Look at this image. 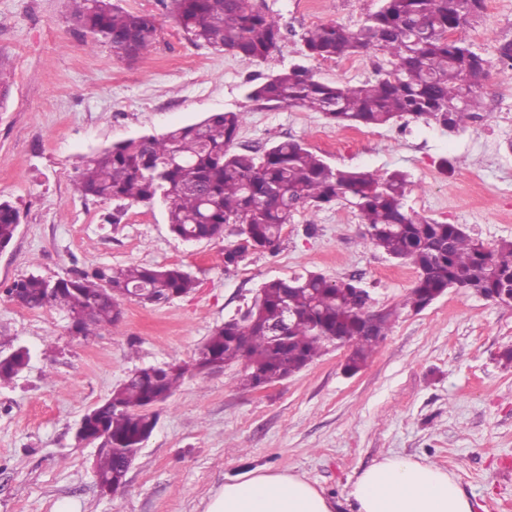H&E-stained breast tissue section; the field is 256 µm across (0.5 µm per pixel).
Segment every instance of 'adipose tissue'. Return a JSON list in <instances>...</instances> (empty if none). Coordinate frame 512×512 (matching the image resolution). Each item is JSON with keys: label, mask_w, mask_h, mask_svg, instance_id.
Masks as SVG:
<instances>
[{"label": "adipose tissue", "mask_w": 512, "mask_h": 512, "mask_svg": "<svg viewBox=\"0 0 512 512\" xmlns=\"http://www.w3.org/2000/svg\"><path fill=\"white\" fill-rule=\"evenodd\" d=\"M354 512H473L448 471L419 460L387 456L357 476ZM207 512H335L307 480L293 474L250 473L225 483Z\"/></svg>", "instance_id": "ef3b65f1"}]
</instances>
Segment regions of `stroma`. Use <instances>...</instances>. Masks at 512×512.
Returning a JSON list of instances; mask_svg holds the SVG:
<instances>
[{
	"label": "stroma",
	"instance_id": "stroma-1",
	"mask_svg": "<svg viewBox=\"0 0 512 512\" xmlns=\"http://www.w3.org/2000/svg\"><path fill=\"white\" fill-rule=\"evenodd\" d=\"M256 0L280 23V47L264 61L198 47L176 26L164 0H120L152 14L158 38L127 61L87 45L66 0H0V59L11 93L0 109V199L17 202L21 221L0 250V351L31 353L28 367L0 384V512H206L225 481L253 471L301 476L345 501L359 473L397 455L452 473L474 512H512V307L458 289L420 312L403 311L356 374L348 348L263 389L245 386L239 362L186 377L159 409L158 424L123 487L102 493L81 444L82 417L135 369L191 362L211 332L243 312L271 279L314 271L360 279L375 308L399 306L417 278L407 261L364 240L345 202L296 212L276 250L251 251L225 266L235 226L208 242L170 233L163 206L125 208L73 188L90 152L160 134L216 112L240 113L234 151L295 139L334 168L401 171L406 209L457 224L485 245L512 240V0H485L476 23L458 33L487 62L478 94L485 125L448 134L412 118L385 127L342 128L320 113L249 99L250 84L293 66L314 78L358 85L389 70L388 55L306 56L304 30L320 23L360 27L379 0ZM178 265L195 288L154 305L121 300L108 332L72 337L68 315L31 310L4 294L29 274L55 280L102 265Z\"/></svg>",
	"mask_w": 512,
	"mask_h": 512
}]
</instances>
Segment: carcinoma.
I'll return each instance as SVG.
<instances>
[{
	"mask_svg": "<svg viewBox=\"0 0 512 512\" xmlns=\"http://www.w3.org/2000/svg\"><path fill=\"white\" fill-rule=\"evenodd\" d=\"M72 21L119 57L134 59L152 49L158 26L150 14L131 13L115 0H68ZM484 0H380L355 31L336 23L317 24L302 34L312 57L342 59L384 52L392 70L361 85L319 81L294 66L252 87L256 101L321 113L341 127L388 125L405 115L431 121L454 134L477 117V94L461 100L464 86L485 72L486 60L453 34L471 25ZM170 12L188 40L198 46L257 61L279 48L281 28L253 0H170ZM240 114L220 112L159 135L130 139L83 157L75 189L85 198L115 204L105 223L115 224L125 207L165 204L170 231L187 241H211L233 224L245 246L227 249L225 266H236L250 250H275L283 226L298 209H322L338 200L365 225V238L392 259L409 261L417 278L402 307L416 312L450 285L497 296L512 306V241L493 247L456 224L418 218L405 209V175L333 169L298 140L268 148L232 151ZM20 210L0 200V249L14 239ZM195 281L178 266H103L56 281L31 274L6 286L8 296L28 309L56 307L86 319L83 333L99 335L119 322L116 290L139 291L149 303H167L192 291ZM370 293L354 278L333 281L308 272L262 284L254 303L240 317L216 328L190 364L171 363L137 370L99 406L83 417L91 435L104 439L97 454V484L118 477L137 456L157 423L155 407L180 382L243 360L248 373L273 384L314 362L339 336L350 348L346 366L358 371L372 356L378 337L398 318L386 309L368 317ZM292 313L283 327L285 311ZM28 352L0 357V383L27 365Z\"/></svg>",
	"mask_w": 512,
	"mask_h": 512,
	"instance_id": "carcinoma-1",
	"label": "carcinoma"
}]
</instances>
